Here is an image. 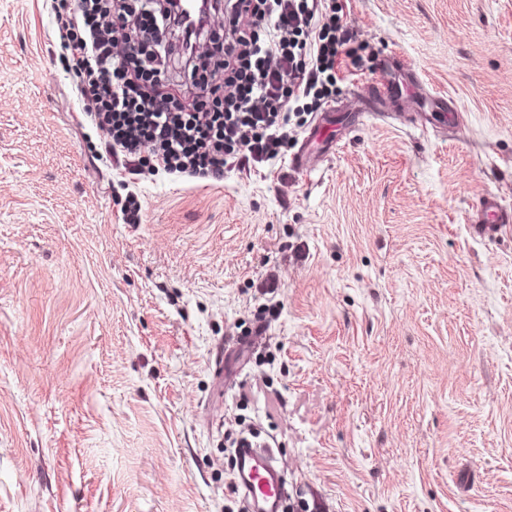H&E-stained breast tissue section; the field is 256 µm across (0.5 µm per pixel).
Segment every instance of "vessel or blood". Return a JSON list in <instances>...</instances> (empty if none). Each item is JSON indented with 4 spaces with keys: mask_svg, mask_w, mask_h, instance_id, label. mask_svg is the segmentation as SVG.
Listing matches in <instances>:
<instances>
[{
    "mask_svg": "<svg viewBox=\"0 0 512 512\" xmlns=\"http://www.w3.org/2000/svg\"><path fill=\"white\" fill-rule=\"evenodd\" d=\"M468 228L474 237L493 240L512 228V215L489 193L482 198L479 210L469 215ZM234 476L245 491L248 512H281L284 477L271 445L237 449Z\"/></svg>",
    "mask_w": 512,
    "mask_h": 512,
    "instance_id": "obj_1",
    "label": "vessel or blood"
}]
</instances>
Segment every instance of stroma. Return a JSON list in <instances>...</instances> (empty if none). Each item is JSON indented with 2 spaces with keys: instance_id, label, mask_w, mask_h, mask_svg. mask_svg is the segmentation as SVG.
Here are the masks:
<instances>
[{
  "instance_id": "1",
  "label": "stroma",
  "mask_w": 512,
  "mask_h": 512,
  "mask_svg": "<svg viewBox=\"0 0 512 512\" xmlns=\"http://www.w3.org/2000/svg\"><path fill=\"white\" fill-rule=\"evenodd\" d=\"M340 2L363 64L329 108L393 52L404 98L309 175L145 178L127 224L51 0H0V512H225L242 422L294 512H512V233L466 221L512 211V0ZM480 205V209L468 217V228L472 236L493 240L499 238L507 229H512V216L503 211L494 194H486Z\"/></svg>"
}]
</instances>
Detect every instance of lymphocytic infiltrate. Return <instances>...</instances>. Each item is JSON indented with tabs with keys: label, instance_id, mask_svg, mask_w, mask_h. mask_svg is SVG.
Returning <instances> with one entry per match:
<instances>
[{
	"label": "lymphocytic infiltrate",
	"instance_id": "obj_1",
	"mask_svg": "<svg viewBox=\"0 0 512 512\" xmlns=\"http://www.w3.org/2000/svg\"><path fill=\"white\" fill-rule=\"evenodd\" d=\"M220 7L215 28L183 19L170 0H52L62 60L105 133L96 156L122 170L125 223L140 221L135 187L146 176L220 182L282 158L335 95L342 61L359 60L336 0H210ZM123 30L135 52L118 46ZM166 83L203 95L188 108L159 92Z\"/></svg>",
	"mask_w": 512,
	"mask_h": 512
}]
</instances>
